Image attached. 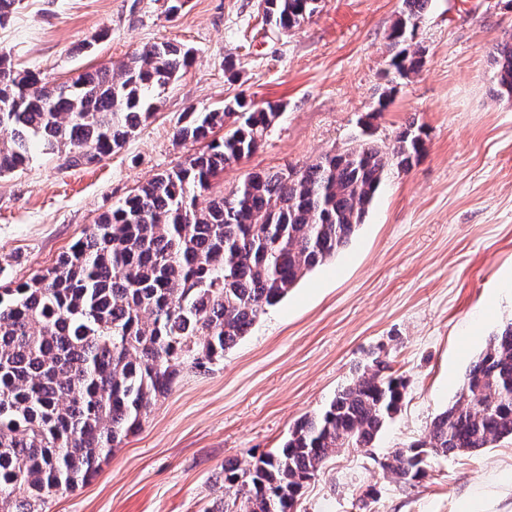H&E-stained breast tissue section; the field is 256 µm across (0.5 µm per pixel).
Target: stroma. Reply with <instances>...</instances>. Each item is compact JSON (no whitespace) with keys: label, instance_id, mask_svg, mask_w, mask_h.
Segmentation results:
<instances>
[{"label":"stroma","instance_id":"1","mask_svg":"<svg viewBox=\"0 0 512 512\" xmlns=\"http://www.w3.org/2000/svg\"><path fill=\"white\" fill-rule=\"evenodd\" d=\"M20 0L0 27L18 70L65 82L118 68L144 44L175 40L190 67L124 147L65 167L34 150L0 176V283L25 281L140 184L201 151L174 143L185 112L241 95L281 115L261 147L225 167L210 192L246 173L312 163L328 151L389 140L421 125L426 151L389 171L348 245L260 315L223 359L184 369L138 432L84 487L46 512H204L224 463L276 451L303 415L320 413L372 357L406 382L401 409L373 447L347 449L302 490L296 512H512V440L433 457L403 485L382 464L454 401L466 371L512 321V99L497 93L493 50L512 37V0H431L414 42L419 75L391 66L402 0H320L281 32L260 0ZM95 46L80 52L87 41Z\"/></svg>","mask_w":512,"mask_h":512}]
</instances>
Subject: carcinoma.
Wrapping results in <instances>:
<instances>
[{
  "instance_id": "1",
  "label": "carcinoma",
  "mask_w": 512,
  "mask_h": 512,
  "mask_svg": "<svg viewBox=\"0 0 512 512\" xmlns=\"http://www.w3.org/2000/svg\"><path fill=\"white\" fill-rule=\"evenodd\" d=\"M318 2L265 0V12L279 28L297 27ZM428 3L403 0L388 35L404 76L425 63L409 41ZM191 61L184 45L154 42L116 70L56 85L14 70L1 53L0 176L26 165L36 145L68 167L121 149L157 111L154 93ZM494 62L496 84L511 96L512 38ZM279 116V106L258 109L244 98L187 113L174 140H205V150L102 214L45 272L0 286V512H45L52 494L89 483L182 369L223 358L266 308L349 243L388 171H409L425 152V131L412 121L387 144L325 153L290 178L283 169L250 172L199 202ZM405 389L388 363L372 358L323 411L298 420L276 452L245 465L226 461L234 501L219 498L207 512H293L304 484L343 449L372 447ZM508 438L512 322L471 364L455 401L384 467L412 484L427 476L431 457Z\"/></svg>"
}]
</instances>
